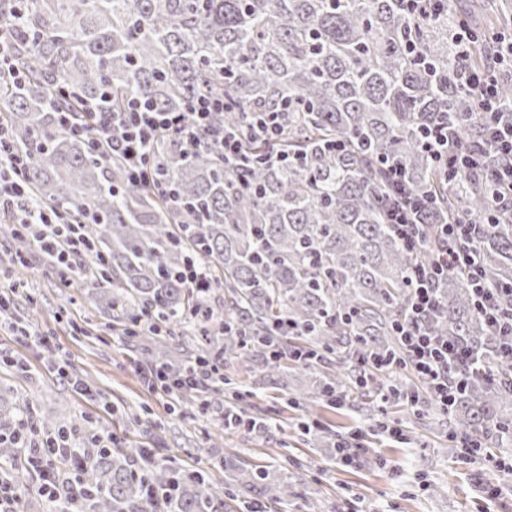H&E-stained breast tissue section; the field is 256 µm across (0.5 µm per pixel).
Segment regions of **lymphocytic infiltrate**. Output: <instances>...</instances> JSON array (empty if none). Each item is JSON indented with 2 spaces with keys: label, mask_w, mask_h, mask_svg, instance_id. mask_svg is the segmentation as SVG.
I'll use <instances>...</instances> for the list:
<instances>
[{
  "label": "lymphocytic infiltrate",
  "mask_w": 512,
  "mask_h": 512,
  "mask_svg": "<svg viewBox=\"0 0 512 512\" xmlns=\"http://www.w3.org/2000/svg\"><path fill=\"white\" fill-rule=\"evenodd\" d=\"M509 57L512 58V39L492 56L490 68L465 75L466 85L476 97L477 110L489 125L484 145L466 154L458 153L453 129L440 120L426 127L423 147L437 165L455 170L480 165L485 152L494 153L495 165L488 172L492 197L512 211V113L504 118L498 115L494 70L495 65ZM83 106L94 128L95 145L120 153L130 180L135 182L163 180L157 142L164 131L177 134L187 144L195 143L200 134L206 132L225 158L236 160L241 156L239 133L214 125L215 113L224 107L223 101L216 96L198 97L185 114L166 112L151 101L139 99L128 101L122 111L116 112L109 100L101 96L84 101ZM383 167L390 186L387 223L408 249L425 248V226L419 219L425 197L409 190L401 168L394 161L384 160ZM0 214L36 226L37 242L43 250L57 256L58 268L74 269L77 258L91 249L81 225L64 224L47 214L34 215L28 205L22 165L1 139ZM435 231L434 257L429 266L413 271L410 316L397 322L396 331L405 345L409 366L426 385L431 399L445 409L454 405L459 391L457 379L469 367L473 356L467 348L434 335L429 328V319L436 308L434 289L437 280L451 269L465 272L471 282L477 310L485 315L499 335L512 337V308H505L500 293L484 282L471 246L476 226L440 224ZM15 437L26 449V464L39 474L37 495L52 501L68 494V478L53 468L55 460L68 451L66 439L60 436L41 438L28 422L23 423Z\"/></svg>",
  "instance_id": "lymphocytic-infiltrate-1"
}]
</instances>
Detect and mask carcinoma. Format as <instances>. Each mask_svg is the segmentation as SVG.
Segmentation results:
<instances>
[{
  "label": "carcinoma",
  "mask_w": 512,
  "mask_h": 512,
  "mask_svg": "<svg viewBox=\"0 0 512 512\" xmlns=\"http://www.w3.org/2000/svg\"><path fill=\"white\" fill-rule=\"evenodd\" d=\"M489 22L471 27L469 67L488 59V30L508 19L501 4L482 5ZM19 14L15 64L27 74L18 88L0 74V101L13 153L24 163L35 212L85 224L93 252L78 262L102 299L99 313L129 337L154 345L145 363L173 374L209 365V381L183 387L186 398L226 389L229 428L262 436L282 429L266 418L251 428L224 364L262 360L266 374L301 409L340 395L382 411L378 398L407 392L401 374L379 375V359L399 360L404 347L393 325L409 314V273L429 252L413 255L386 224L389 193L379 160L402 168L409 188L431 203L424 224L481 225L472 242L486 284L512 282V222L487 223L493 201L481 169L444 180L421 147L424 126L454 125L457 143L478 138L476 101L456 66L454 29L464 14L429 22L402 0H16L0 20ZM66 85L86 98L103 89L118 111L135 97L185 112L202 94L224 97L215 122L244 136L242 161L231 164L208 135L187 146L164 142L165 192L133 182L122 158L73 134L61 113ZM288 106L276 141L249 134L256 112ZM345 146L328 151L325 144ZM288 163L273 162L276 155ZM207 268L205 289L179 276L190 261ZM224 289V304L211 291ZM433 334L474 352L483 374L466 377L448 410V432L476 435L506 454L512 448V390L501 384L504 337L475 309L466 274L450 270L436 285ZM301 352L309 370L293 390L287 360ZM0 472L28 507L31 477L18 465L11 434L25 416L48 436L62 433L38 416L34 397L0 380ZM79 483L60 512H224L295 497L288 477H270L246 462L222 485L207 472L182 474L153 460L135 474L145 449L99 452L70 438Z\"/></svg>",
  "instance_id": "1"
}]
</instances>
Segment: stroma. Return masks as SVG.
Returning <instances> with one entry per match:
<instances>
[{
	"label": "stroma",
	"instance_id": "1",
	"mask_svg": "<svg viewBox=\"0 0 512 512\" xmlns=\"http://www.w3.org/2000/svg\"><path fill=\"white\" fill-rule=\"evenodd\" d=\"M27 267L17 274L0 272V292L29 320L31 335L22 336L0 320V378L18 390L42 396L43 413L53 415L84 435L91 425L111 429L122 444L153 449L164 463L185 470H207L211 482L223 483V469L210 467L199 448L207 437L220 439L225 457L292 476L298 495L287 505L267 504V512H335L347 501L356 512H512V494L486 501L476 487L485 478L479 458L462 456L448 443V427L429 400L421 417L410 406L389 407L383 419L403 428L399 443L373 432L367 416L351 404L319 403L316 419L334 430L363 431L361 462L339 464L322 438H289L286 445L241 431H226L215 414L193 405H176L173 396L148 389L140 348L120 339L105 323L83 332L86 317L96 313V299L83 280L66 281L49 267L35 242L25 247ZM256 361H237L231 370L241 392H253V410L288 422L297 413L283 392L254 390ZM84 380L89 395L73 392L70 381Z\"/></svg>",
	"mask_w": 512,
	"mask_h": 512
}]
</instances>
